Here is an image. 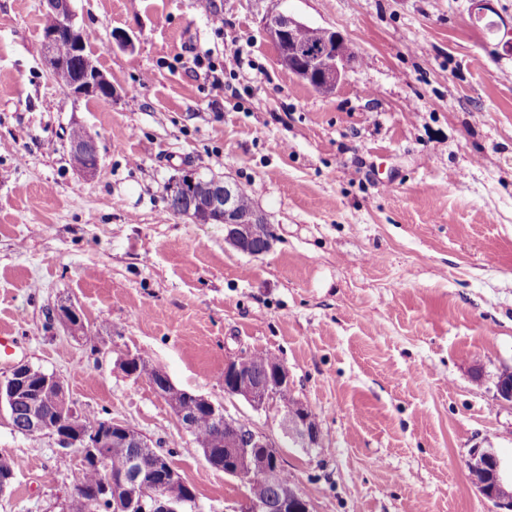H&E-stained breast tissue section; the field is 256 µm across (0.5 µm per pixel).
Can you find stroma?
Returning <instances> with one entry per match:
<instances>
[{
  "label": "stroma",
  "mask_w": 512,
  "mask_h": 512,
  "mask_svg": "<svg viewBox=\"0 0 512 512\" xmlns=\"http://www.w3.org/2000/svg\"><path fill=\"white\" fill-rule=\"evenodd\" d=\"M73 0L108 99L64 95L42 57L44 0H0V332L85 414L124 423L233 512L242 479L210 467L133 354L280 444L315 512H492L471 449L512 460V0ZM290 14L356 54L333 92L278 63L263 21ZM223 19V33L213 22ZM121 32L131 46L113 38ZM224 67L215 83L196 52ZM97 142L72 164V124ZM246 186L275 231L244 254L220 224L170 214L187 170ZM73 305L85 333L56 318ZM272 352L323 454L224 394V363ZM0 512H61L81 460L12 430Z\"/></svg>",
  "instance_id": "35a3bbf8"
}]
</instances>
